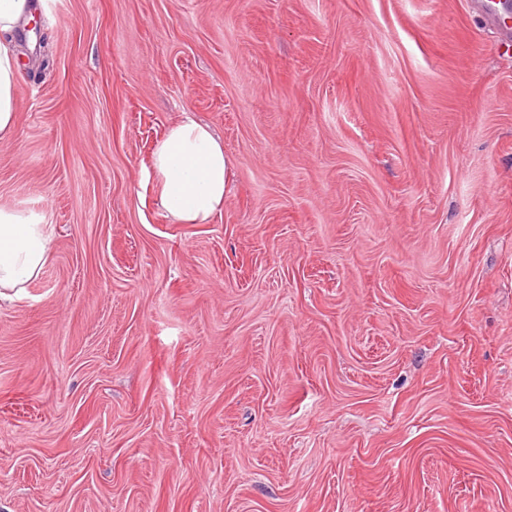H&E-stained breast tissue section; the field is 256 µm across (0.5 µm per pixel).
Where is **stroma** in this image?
Instances as JSON below:
<instances>
[{"mask_svg":"<svg viewBox=\"0 0 512 512\" xmlns=\"http://www.w3.org/2000/svg\"><path fill=\"white\" fill-rule=\"evenodd\" d=\"M0 512H512V45L469 0H58L17 35ZM224 142L206 224L146 178ZM146 177L159 187L157 204L166 219L206 224L223 208L230 182L224 143L191 112H182L156 140ZM45 215L0 208V301L21 298L54 250Z\"/></svg>","mask_w":512,"mask_h":512,"instance_id":"1","label":"stroma"}]
</instances>
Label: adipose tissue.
Instances as JSON below:
<instances>
[{
    "label": "adipose tissue",
    "instance_id": "1",
    "mask_svg": "<svg viewBox=\"0 0 512 512\" xmlns=\"http://www.w3.org/2000/svg\"><path fill=\"white\" fill-rule=\"evenodd\" d=\"M30 0H0V140L12 136L22 79L14 53L17 25ZM147 178L159 187L157 204L175 224H205L224 206L230 182L223 142L192 113H181L156 140ZM54 250L45 216L0 208V301L23 297Z\"/></svg>",
    "mask_w": 512,
    "mask_h": 512
}]
</instances>
